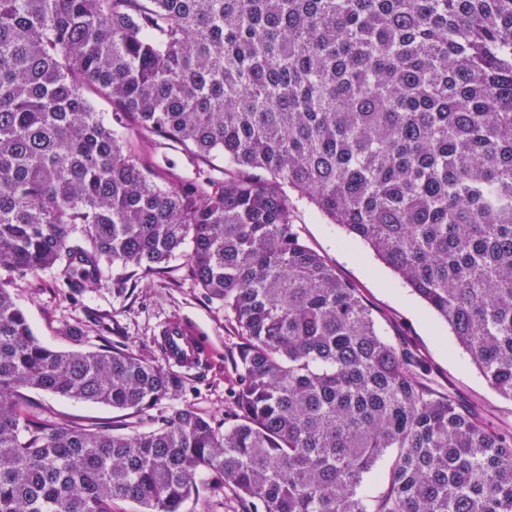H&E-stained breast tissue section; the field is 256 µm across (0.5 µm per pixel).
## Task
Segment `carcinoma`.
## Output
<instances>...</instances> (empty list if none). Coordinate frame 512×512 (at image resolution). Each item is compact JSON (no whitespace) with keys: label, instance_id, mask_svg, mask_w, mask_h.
Wrapping results in <instances>:
<instances>
[{"label":"carcinoma","instance_id":"carcinoma-1","mask_svg":"<svg viewBox=\"0 0 512 512\" xmlns=\"http://www.w3.org/2000/svg\"><path fill=\"white\" fill-rule=\"evenodd\" d=\"M89 90L115 123L231 168L158 184ZM285 184L512 400V0H0V272L64 261L84 288L103 261L161 274L188 244L241 339L230 426L190 408L148 432L72 425L27 391L136 416L183 378L107 338L44 345L1 280L0 512H184L200 472L242 512H512V428L378 333L294 231ZM390 464V456H383L377 463L373 474L369 475L359 488V494L362 496H371L382 488V480L386 476Z\"/></svg>","mask_w":512,"mask_h":512}]
</instances>
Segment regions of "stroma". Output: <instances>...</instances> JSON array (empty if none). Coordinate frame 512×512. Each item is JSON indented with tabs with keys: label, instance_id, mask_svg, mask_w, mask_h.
Here are the masks:
<instances>
[{
	"label": "stroma",
	"instance_id": "obj_1",
	"mask_svg": "<svg viewBox=\"0 0 512 512\" xmlns=\"http://www.w3.org/2000/svg\"><path fill=\"white\" fill-rule=\"evenodd\" d=\"M123 134L134 141L137 152L158 168L163 182L179 187L223 178V159L204 161L194 158L162 138L140 136L131 128ZM294 229L300 239L335 266L339 275L360 288L371 305L382 335L404 334L432 366L437 389H451L464 400L477 405L491 424L512 426V400L496 393L458 345L448 326L405 286L363 243L345 242L344 233L331 224L312 204L294 199ZM76 270L58 264L37 275L14 278L10 289L17 304L26 312L34 335L58 350L75 346L93 348L102 339L125 344L134 353L161 360L159 332L166 322L181 319L195 327L210 347V356L196 374L184 378L181 391L172 399L134 417L140 432L153 429L154 421L188 407L216 425L231 422L235 406L232 395L237 387L234 363L240 338L234 324L218 303L209 301L189 276L183 254L173 256L164 274L130 277L118 266L104 265L97 287L78 292L70 288ZM84 328L81 341L63 336L64 325ZM33 402L55 417L84 425L112 423L117 412L111 407L75 400L43 391H31ZM214 478L202 472L196 476L197 493L186 501L185 512H238L232 491L216 499L211 487Z\"/></svg>",
	"mask_w": 512,
	"mask_h": 512
}]
</instances>
